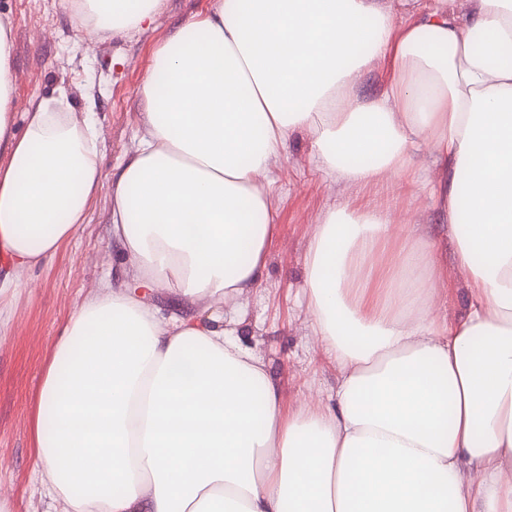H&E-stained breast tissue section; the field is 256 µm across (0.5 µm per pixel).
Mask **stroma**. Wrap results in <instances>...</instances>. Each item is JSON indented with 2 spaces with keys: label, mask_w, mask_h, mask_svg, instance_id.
Segmentation results:
<instances>
[{
  "label": "stroma",
  "mask_w": 512,
  "mask_h": 512,
  "mask_svg": "<svg viewBox=\"0 0 512 512\" xmlns=\"http://www.w3.org/2000/svg\"><path fill=\"white\" fill-rule=\"evenodd\" d=\"M210 0H165L151 28L100 38L79 34L63 0H0L13 22L16 112L35 98L66 93L70 109L93 108L105 174L137 144L141 86L157 42L172 24ZM308 133L291 134L276 171L278 228L263 279L245 308L243 342L267 364L284 407L308 391L336 389V370L312 335L303 291L304 255L322 212L344 206L346 190L331 186L311 157ZM110 202L100 192L76 238L37 269L22 273L14 294L0 302L9 318L0 332V507L5 512H51L35 481V420L51 347L119 248L109 235Z\"/></svg>",
  "instance_id": "1"
}]
</instances>
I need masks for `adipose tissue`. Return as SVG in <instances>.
Here are the masks:
<instances>
[{
  "label": "adipose tissue",
  "instance_id": "adipose-tissue-1",
  "mask_svg": "<svg viewBox=\"0 0 512 512\" xmlns=\"http://www.w3.org/2000/svg\"><path fill=\"white\" fill-rule=\"evenodd\" d=\"M163 2L68 6L113 37ZM13 82L1 13L0 299L106 184L124 258L41 389L36 474L58 512H512V0H215L155 50L110 182L92 112L35 101L16 134ZM297 130L339 184L387 188L427 160L434 218H318L307 311L338 384L286 412L238 339L239 303L263 277ZM455 274L466 306L448 319Z\"/></svg>",
  "mask_w": 512,
  "mask_h": 512
}]
</instances>
